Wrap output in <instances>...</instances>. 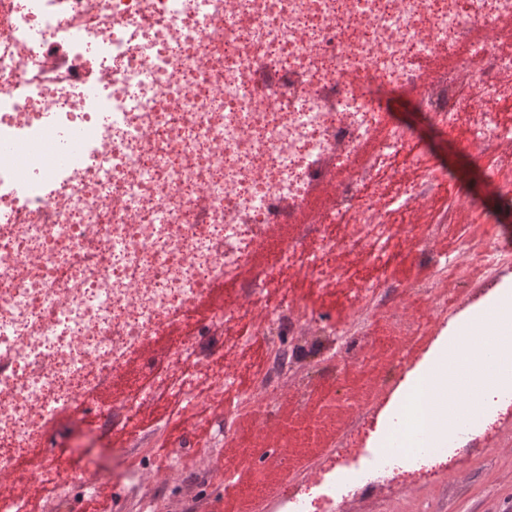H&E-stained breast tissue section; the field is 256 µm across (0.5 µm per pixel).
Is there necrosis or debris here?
Returning <instances> with one entry per match:
<instances>
[{
  "label": "necrosis or debris",
  "mask_w": 512,
  "mask_h": 512,
  "mask_svg": "<svg viewBox=\"0 0 512 512\" xmlns=\"http://www.w3.org/2000/svg\"><path fill=\"white\" fill-rule=\"evenodd\" d=\"M512 0H0V473L44 441L58 412L86 402L131 358L157 391L215 403L216 438L236 439L224 339L253 323L270 349L240 397L273 453L290 465L277 407L304 406L318 379L372 360V324L357 327L287 298L281 271L331 288L361 280L394 326L381 379L392 409L351 392L336 407L356 425L326 468L284 481L279 512H343L357 493L456 473L466 448L512 414V386L480 392L448 437L408 378L418 322L407 297L436 300L449 268L496 270L512 250L461 242L455 257L411 245L429 275L395 285L398 225L413 223L446 180L390 121L381 90L414 89L438 125L468 126L478 156L512 170V123L493 96L512 95ZM296 226L290 239L282 227ZM247 288L195 321L177 346L149 354L172 314L189 313L217 276L258 252ZM146 389L102 405L113 427H137ZM212 472L144 487L145 504L197 512Z\"/></svg>",
  "instance_id": "1"
}]
</instances>
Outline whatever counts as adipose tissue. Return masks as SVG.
<instances>
[{
  "instance_id": "ef3b65f1",
  "label": "adipose tissue",
  "mask_w": 512,
  "mask_h": 512,
  "mask_svg": "<svg viewBox=\"0 0 512 512\" xmlns=\"http://www.w3.org/2000/svg\"><path fill=\"white\" fill-rule=\"evenodd\" d=\"M482 337L473 350L449 352L422 380L423 392L449 397L457 410H465L478 390L505 380L512 369V303L493 308L480 326Z\"/></svg>"
}]
</instances>
